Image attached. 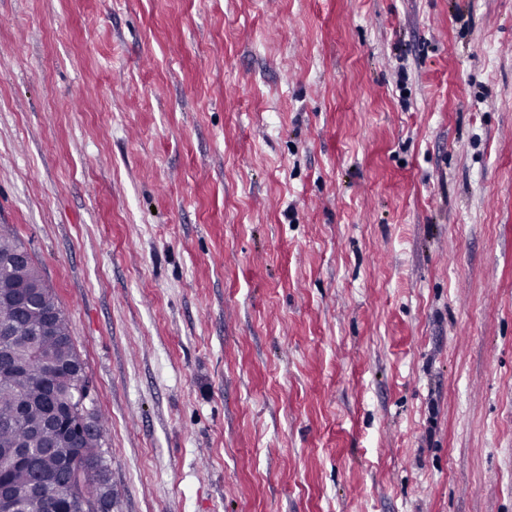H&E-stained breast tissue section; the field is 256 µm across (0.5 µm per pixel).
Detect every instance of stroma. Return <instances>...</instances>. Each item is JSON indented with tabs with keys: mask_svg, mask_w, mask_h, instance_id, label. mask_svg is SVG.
Returning a JSON list of instances; mask_svg holds the SVG:
<instances>
[{
	"mask_svg": "<svg viewBox=\"0 0 512 512\" xmlns=\"http://www.w3.org/2000/svg\"><path fill=\"white\" fill-rule=\"evenodd\" d=\"M0 224L112 512H512V0H0Z\"/></svg>",
	"mask_w": 512,
	"mask_h": 512,
	"instance_id": "35a3bbf8",
	"label": "stroma"
}]
</instances>
